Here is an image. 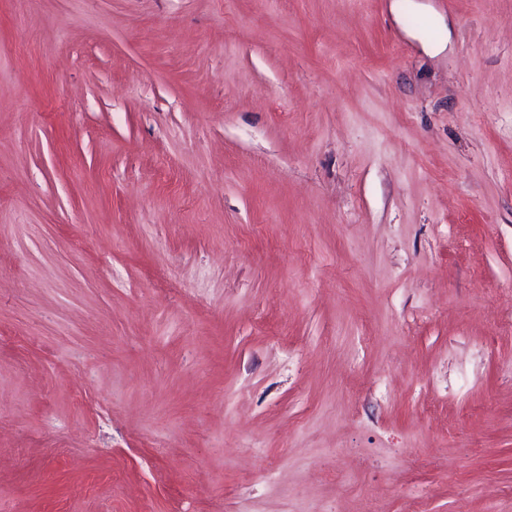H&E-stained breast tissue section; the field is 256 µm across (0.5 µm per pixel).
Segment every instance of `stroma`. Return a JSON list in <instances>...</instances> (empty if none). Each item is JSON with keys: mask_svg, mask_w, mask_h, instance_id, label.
<instances>
[{"mask_svg": "<svg viewBox=\"0 0 512 512\" xmlns=\"http://www.w3.org/2000/svg\"><path fill=\"white\" fill-rule=\"evenodd\" d=\"M0 512H512V0H0Z\"/></svg>", "mask_w": 512, "mask_h": 512, "instance_id": "35a3bbf8", "label": "stroma"}]
</instances>
